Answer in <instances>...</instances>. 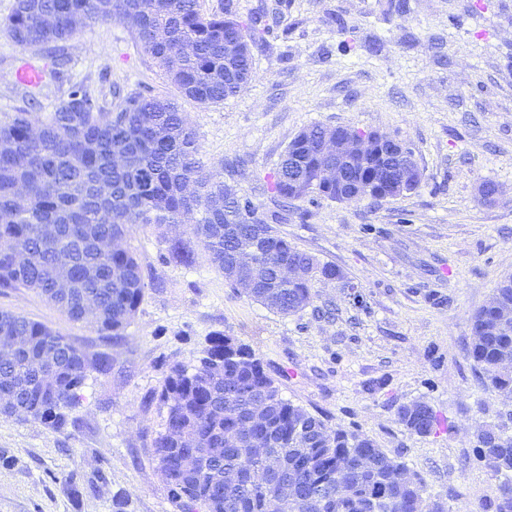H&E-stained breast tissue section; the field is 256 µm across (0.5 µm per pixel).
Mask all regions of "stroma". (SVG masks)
I'll list each match as a JSON object with an SVG mask.
<instances>
[{"label": "stroma", "mask_w": 512, "mask_h": 512, "mask_svg": "<svg viewBox=\"0 0 512 512\" xmlns=\"http://www.w3.org/2000/svg\"><path fill=\"white\" fill-rule=\"evenodd\" d=\"M382 0H233L240 17L277 16L253 49V76L223 104L180 96L129 26L112 19L80 27L62 44L59 77L30 90L13 80L33 61L51 67L48 49H19L0 27V118L37 97L52 111L69 86L84 82L104 108L130 91L177 100L197 132L205 170L246 162L237 183L262 212L275 210L268 187L288 143L314 124L353 126L401 140L423 171L414 193L371 206L324 201L307 220L289 213L288 238L344 281L317 283L311 310L282 316L230 288L197 252L193 267L164 263L155 225L127 240L145 278L144 300L118 346L85 322L70 321L32 290L0 293L11 310L108 353L109 374H90L77 420L59 434L41 423L0 415V512H178L155 472L148 446L166 409L148 403L165 363L193 366L213 332L247 344L284 398L355 431L421 475L446 512H485L502 477L477 456L489 424L512 431V405L477 383L467 347L471 318L502 278L512 275V0H407L382 15ZM464 23L452 27L450 15ZM356 43L342 54L341 39ZM485 180L500 193L477 200ZM422 401L441 420L436 434L408 431L400 405ZM104 473L99 495L78 498L60 478Z\"/></svg>", "instance_id": "obj_1"}]
</instances>
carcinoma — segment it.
I'll list each match as a JSON object with an SVG mask.
<instances>
[{"label":"carcinoma","mask_w":512,"mask_h":512,"mask_svg":"<svg viewBox=\"0 0 512 512\" xmlns=\"http://www.w3.org/2000/svg\"><path fill=\"white\" fill-rule=\"evenodd\" d=\"M121 18L141 48L179 92L202 105L236 97L252 77V49L271 27L260 19L240 20L231 3L204 14L199 0H16L4 22L22 50L68 41L86 23ZM13 112L0 120V290L27 288L72 321H84L117 344L141 304V266L125 242L139 224H153L167 244V264L196 262L192 242L237 289L262 307L294 316L314 302L321 281L344 280L336 267L320 262L281 236L295 201L319 204L369 201L379 204L416 191L421 178L379 182L380 164L362 154L350 157V181L317 183L318 147L336 128L314 124L288 145L270 191L280 211L260 212L224 171L207 173L196 133L178 104L167 97L126 94L109 112L82 85L74 86L52 112ZM126 157L123 166L115 154ZM300 165H288V157ZM487 204L499 185L477 190ZM292 270L281 279L279 268ZM70 286L58 287L61 272ZM468 356L483 386L512 401V275L471 320ZM24 337V344L0 349V414L22 407L27 418L54 432L74 423L88 372L108 374L105 353H90L59 332L8 310H0V339ZM166 407L162 430L151 440L157 474L181 512H269L272 499L282 512H445L425 480L359 433L330 426L285 399L263 362L248 345L222 332L210 336L198 364L166 365L151 394ZM255 409L258 427L244 430ZM401 423L429 436L440 420L425 402L398 407ZM491 469L504 476L489 503L492 512H512V434L489 425L477 434ZM270 460L252 455L255 442ZM193 451L199 465L182 468ZM76 496L96 495L98 485L79 487L76 473L63 477Z\"/></svg>","instance_id":"1"}]
</instances>
